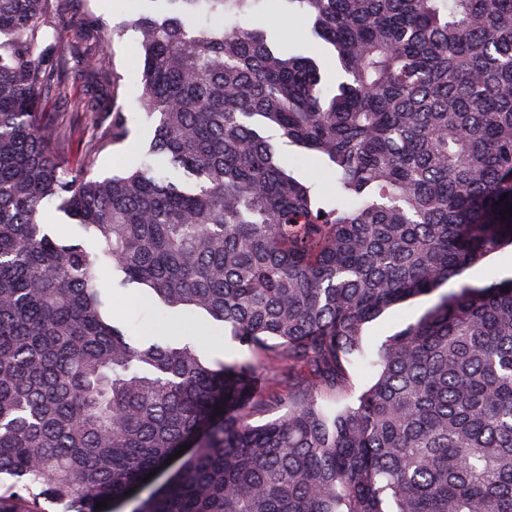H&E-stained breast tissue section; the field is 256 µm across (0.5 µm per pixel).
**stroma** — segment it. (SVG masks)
<instances>
[{"mask_svg": "<svg viewBox=\"0 0 512 512\" xmlns=\"http://www.w3.org/2000/svg\"><path fill=\"white\" fill-rule=\"evenodd\" d=\"M154 6V0H77L75 5L77 14L93 16L100 24L116 30L105 50L112 72V88L106 104L124 112L128 121V137L96 156L91 174L100 179L137 167L153 137L154 125L147 119L140 100L141 34L130 27L129 22L133 14L149 11ZM277 14L285 17L284 22L272 30L277 43L283 48L315 58L327 85H334L336 69L329 46L313 35L311 23L305 16L289 11L286 0H262L247 22L251 25L261 23ZM432 303V298L420 297L389 308L366 324L368 347L376 348L406 324L418 320ZM112 309L118 324L131 335H138L147 327L161 335L167 332V326L158 313L154 309L136 305L130 293L114 291Z\"/></svg>", "mask_w": 512, "mask_h": 512, "instance_id": "1", "label": "stroma"}]
</instances>
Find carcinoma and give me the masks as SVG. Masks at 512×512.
Returning <instances> with one entry per match:
<instances>
[{
    "label": "carcinoma",
    "mask_w": 512,
    "mask_h": 512,
    "mask_svg": "<svg viewBox=\"0 0 512 512\" xmlns=\"http://www.w3.org/2000/svg\"><path fill=\"white\" fill-rule=\"evenodd\" d=\"M67 2L0 0V512H119L184 444L133 512H512V277L442 290L512 246V0H286L333 47L332 89L270 25H226L261 0H166L133 21L147 160L104 179L95 155L127 135L113 30L86 18L94 50L35 54ZM72 99L106 139L45 111ZM285 146L326 161L331 195ZM56 211L98 251L51 235ZM104 268L287 367L132 344ZM433 294L366 349L367 323ZM360 365L375 381L345 404Z\"/></svg>",
    "instance_id": "cac0c4a2"
}]
</instances>
